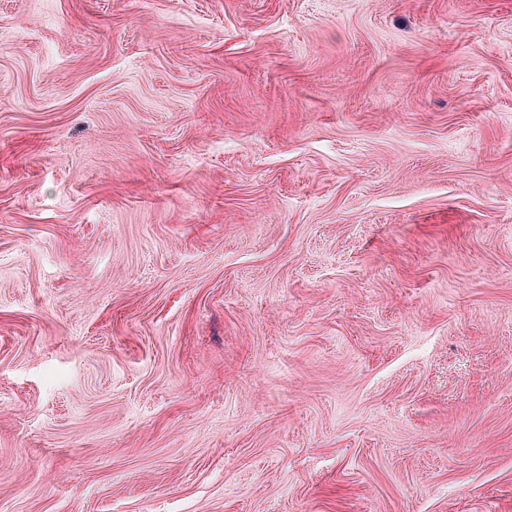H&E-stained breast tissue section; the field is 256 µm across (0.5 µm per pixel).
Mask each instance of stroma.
I'll list each match as a JSON object with an SVG mask.
<instances>
[{
  "mask_svg": "<svg viewBox=\"0 0 512 512\" xmlns=\"http://www.w3.org/2000/svg\"><path fill=\"white\" fill-rule=\"evenodd\" d=\"M0 512H512V0H0Z\"/></svg>",
  "mask_w": 512,
  "mask_h": 512,
  "instance_id": "1",
  "label": "stroma"
}]
</instances>
